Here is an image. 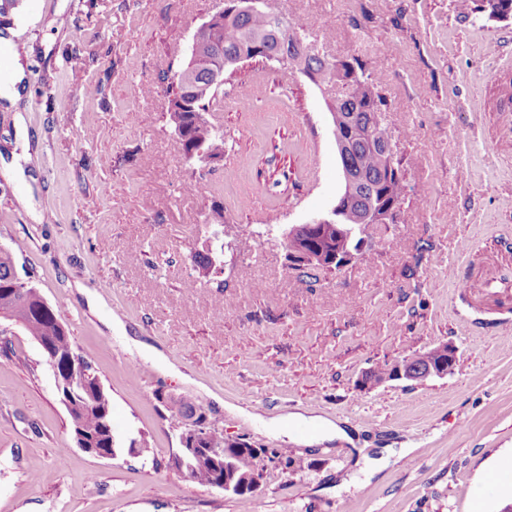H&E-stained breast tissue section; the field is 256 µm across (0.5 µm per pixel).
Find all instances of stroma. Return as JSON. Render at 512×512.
Instances as JSON below:
<instances>
[{
    "instance_id": "1",
    "label": "stroma",
    "mask_w": 512,
    "mask_h": 512,
    "mask_svg": "<svg viewBox=\"0 0 512 512\" xmlns=\"http://www.w3.org/2000/svg\"><path fill=\"white\" fill-rule=\"evenodd\" d=\"M224 3L13 0L0 14L27 50L33 203L56 216L33 222L22 186L0 178V245L95 366L115 434L152 448L84 452L40 345L2 319L0 512H239L237 496L170 469L185 429L173 398L264 449L254 512H503L512 478L485 483L512 469V336L497 329L512 321V18L461 0H278L320 53L370 74L407 185L361 256L309 279L289 267L286 233L343 191L335 86L238 64L207 114L224 131L217 164L186 161L165 119L167 76ZM215 236L220 288L192 262ZM442 343L457 349L448 375L359 386ZM294 414L341 422L368 456L408 454L368 475L344 444L263 425Z\"/></svg>"
}]
</instances>
